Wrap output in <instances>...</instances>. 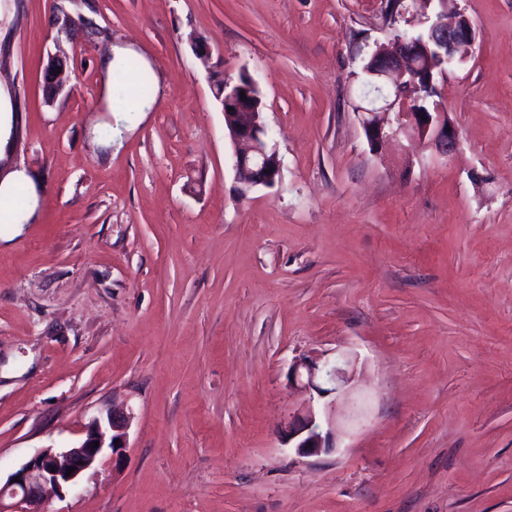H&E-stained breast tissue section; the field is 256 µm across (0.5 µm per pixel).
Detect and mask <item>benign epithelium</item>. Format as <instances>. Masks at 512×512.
Instances as JSON below:
<instances>
[{
	"label": "benign epithelium",
	"instance_id": "7a95c632",
	"mask_svg": "<svg viewBox=\"0 0 512 512\" xmlns=\"http://www.w3.org/2000/svg\"><path fill=\"white\" fill-rule=\"evenodd\" d=\"M430 41L446 51L445 61L452 65L457 54L475 42L472 22L464 15L451 22L440 18L429 26ZM429 52L427 44L416 38H397L392 46H378L371 53L373 71L362 82L364 95L376 93L370 106L360 109L361 122L368 142L379 149L401 134L428 140L436 152L448 157L457 144V130L443 112L418 109L421 98L436 92L435 67L423 71L412 63L415 53ZM224 125L233 146L236 182L242 195L259 187H272L281 173V160L276 144L254 111L251 100L226 93L220 103ZM398 111H393V108ZM307 373V386L318 395L332 394L346 382L345 369L336 362H302L293 367L288 379L299 377V369ZM130 418L106 413V420L96 421L85 437L64 448H40L17 470L0 482V512H46L43 498L47 490L65 494L79 486L83 473L94 468L105 450L121 456ZM288 436L297 440L303 455L328 453L335 449L332 433L322 430L312 407H307L288 423ZM99 443L93 447V443ZM74 472L67 473L68 468ZM19 481H14V478Z\"/></svg>",
	"mask_w": 512,
	"mask_h": 512
}]
</instances>
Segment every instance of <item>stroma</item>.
<instances>
[{
	"mask_svg": "<svg viewBox=\"0 0 512 512\" xmlns=\"http://www.w3.org/2000/svg\"><path fill=\"white\" fill-rule=\"evenodd\" d=\"M385 7L0 0L11 161L40 194L23 233L0 223V474L133 414L46 512H512V0ZM442 9L476 29L436 77L457 150L373 151L362 65ZM117 45L152 67L149 112L99 109ZM244 71L282 167L243 196L213 79ZM305 357L347 382L289 383ZM309 406L332 452L288 440ZM300 367L307 373V386L319 396L336 393L339 386L346 382V371L338 363L325 361L322 364L317 362H302L296 365L288 374V380L299 377Z\"/></svg>",
	"mask_w": 512,
	"mask_h": 512,
	"instance_id": "1",
	"label": "stroma"
}]
</instances>
